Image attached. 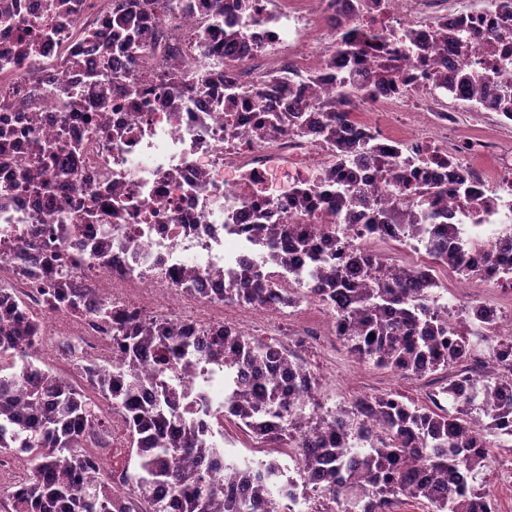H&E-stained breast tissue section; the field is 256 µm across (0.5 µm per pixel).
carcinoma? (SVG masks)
Wrapping results in <instances>:
<instances>
[{
  "label": "carcinoma",
  "mask_w": 512,
  "mask_h": 512,
  "mask_svg": "<svg viewBox=\"0 0 512 512\" xmlns=\"http://www.w3.org/2000/svg\"><path fill=\"white\" fill-rule=\"evenodd\" d=\"M411 215L422 225L439 218L436 208L422 204ZM254 228L271 246L288 235L285 225ZM430 258L426 265L385 264L368 254L354 255L347 264L332 260L307 292L343 297L336 318L341 339L358 361L414 378L456 368L441 388L446 405L434 394L423 405L386 393L340 403L327 422L313 389H301V401L292 409L281 403L275 384L236 395L234 418L254 430L256 443L299 450L302 470L321 488L323 502L316 512H392L407 500L427 505L428 512H477L462 494L457 475L465 470L475 483L483 478L494 444L485 431L495 413L479 398L463 403L454 395L472 345L465 336L437 345V338L447 337L448 320L431 311L425 298L437 286L433 269L462 270L463 258L446 249L431 252ZM261 287L260 271L248 268L224 283V300H258ZM34 331L28 323L0 338V457L25 454L38 467L21 496L0 494V512H124L112 498L106 475L88 479L96 467L84 434L102 429L100 400L129 409L123 466L135 496L134 512H166V503L152 494L156 487L169 490L180 504L178 512H277L274 490L246 471L230 490L210 482L209 474L223 466L222 457L198 427L183 423L178 431L170 430L179 415L176 395L165 384L156 382L154 404L135 401L137 380L150 360L161 374L178 364L187 374L189 357L201 351L214 359L233 352L239 365L259 373L268 358L279 355L277 344L226 333L193 341L165 323L144 321L115 336L126 355L120 368L82 364L75 367L76 380L47 369L27 385ZM21 407L35 423L23 436L10 431ZM266 420L276 421L275 428L268 429ZM422 472L430 479L420 480Z\"/></svg>",
  "instance_id": "cac0c4a2"
}]
</instances>
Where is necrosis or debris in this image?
<instances>
[{"mask_svg": "<svg viewBox=\"0 0 512 512\" xmlns=\"http://www.w3.org/2000/svg\"><path fill=\"white\" fill-rule=\"evenodd\" d=\"M51 2L17 0L37 26L24 61L18 29L0 24V288L37 321L38 359L67 338L82 362H121L117 318L169 322L191 337L226 328L335 339L330 305L285 300L306 284L311 256L296 246L287 264H271L258 224L306 228L322 252L341 236L386 263L392 245L420 257L446 246L474 267L491 257L485 273L456 275L461 301L434 291L427 303L447 314L450 335L512 342V141L463 134L459 120L468 109L512 126L497 98L512 87V0H226L218 17L208 0L95 10L70 0L66 13ZM104 72L106 103L95 87ZM348 92L355 112L329 138L325 111ZM460 177L467 193L454 189ZM339 182L354 199L345 212ZM443 187L444 214L427 235L370 230L377 210ZM254 265L272 279L263 301L224 302L225 280ZM72 292L74 308L62 301ZM474 353L464 397L491 389L512 363ZM165 381L182 421L224 450L215 484L266 471L283 490L280 512H310L315 484L280 465L284 449L246 457L226 445L240 389L232 355L195 357L191 375Z\"/></svg>", "mask_w": 512, "mask_h": 512, "instance_id": "4bbe7bcc", "label": "necrosis or debris"}]
</instances>
